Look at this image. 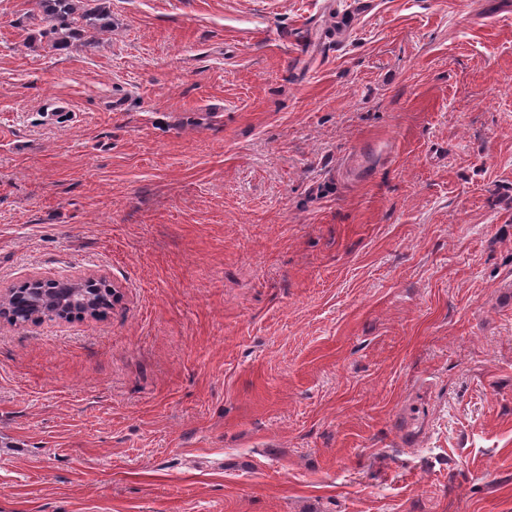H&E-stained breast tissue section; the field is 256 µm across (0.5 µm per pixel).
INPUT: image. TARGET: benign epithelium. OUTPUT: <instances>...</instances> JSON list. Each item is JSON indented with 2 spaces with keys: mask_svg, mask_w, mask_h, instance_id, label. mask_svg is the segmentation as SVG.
I'll return each instance as SVG.
<instances>
[{
  "mask_svg": "<svg viewBox=\"0 0 512 512\" xmlns=\"http://www.w3.org/2000/svg\"><path fill=\"white\" fill-rule=\"evenodd\" d=\"M120 297V290L104 274L65 278L29 275L18 284L0 286V324L26 329L46 321L97 319Z\"/></svg>",
  "mask_w": 512,
  "mask_h": 512,
  "instance_id": "obj_1",
  "label": "benign epithelium"
}]
</instances>
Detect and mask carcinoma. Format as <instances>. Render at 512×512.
<instances>
[{"mask_svg":"<svg viewBox=\"0 0 512 512\" xmlns=\"http://www.w3.org/2000/svg\"><path fill=\"white\" fill-rule=\"evenodd\" d=\"M37 6L45 23L43 35L54 40L53 48L57 50L69 48L72 39L90 48L95 44V34L106 27L107 13L103 9L80 13L76 0H37Z\"/></svg>","mask_w":512,"mask_h":512,"instance_id":"cac0c4a2","label":"carcinoma"}]
</instances>
